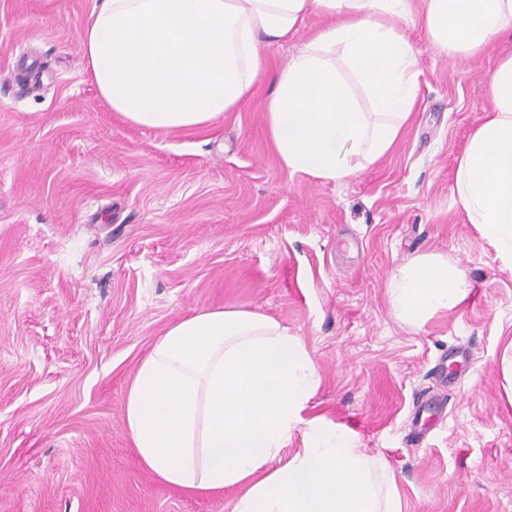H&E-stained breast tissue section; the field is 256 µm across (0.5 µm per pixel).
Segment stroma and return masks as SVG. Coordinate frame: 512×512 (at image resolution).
<instances>
[{
  "mask_svg": "<svg viewBox=\"0 0 512 512\" xmlns=\"http://www.w3.org/2000/svg\"><path fill=\"white\" fill-rule=\"evenodd\" d=\"M95 0H0V512H232L138 457L123 402L141 359L202 309L267 314L320 375L307 417L354 431L395 472L404 512H512V263L452 188L490 106L507 31L448 58L406 0L419 90L393 150L342 182L290 174L268 136L274 77L327 17L262 50L250 95L216 122L141 128L101 99L79 49ZM447 258L467 295L418 329L395 320L391 276ZM471 365L452 389L448 347ZM446 398L423 447L402 438L416 393Z\"/></svg>",
  "mask_w": 512,
  "mask_h": 512,
  "instance_id": "obj_1",
  "label": "stroma"
}]
</instances>
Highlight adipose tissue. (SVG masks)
<instances>
[{"instance_id":"obj_1","label":"adipose tissue","mask_w":512,"mask_h":512,"mask_svg":"<svg viewBox=\"0 0 512 512\" xmlns=\"http://www.w3.org/2000/svg\"><path fill=\"white\" fill-rule=\"evenodd\" d=\"M449 57L512 29V0H422ZM405 0H96L81 49L102 99L142 128L201 127L232 111L261 72L260 49L296 36L312 10L340 14L278 72L267 126L290 173L340 182L388 154L418 92L417 53L392 19ZM371 95L361 111L347 81ZM493 109L458 161L453 193L501 258L512 260V56L489 79ZM467 294L437 254L390 279L393 316L417 329ZM320 378L287 327L247 309L173 323L140 362L123 416L142 463L201 493L240 488L233 512H402L396 479L350 429L303 412ZM300 448H292L293 438Z\"/></svg>"}]
</instances>
